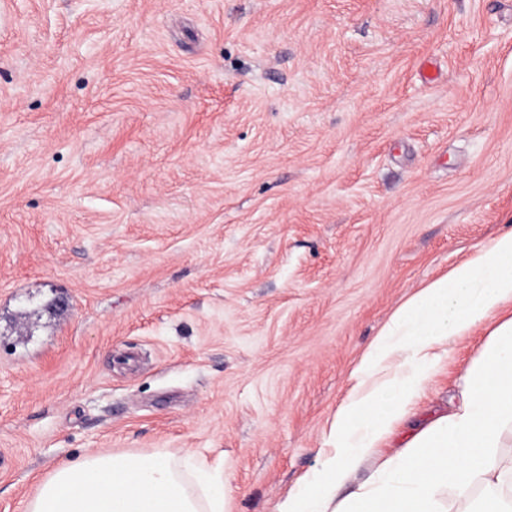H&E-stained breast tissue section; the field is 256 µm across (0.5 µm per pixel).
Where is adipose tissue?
<instances>
[{"mask_svg":"<svg viewBox=\"0 0 512 512\" xmlns=\"http://www.w3.org/2000/svg\"><path fill=\"white\" fill-rule=\"evenodd\" d=\"M512 230L477 246L406 300L366 350L319 468L274 512H512ZM491 326L461 405L414 433L357 487L349 482L409 413L454 339ZM26 512H224L168 457L90 449L58 464Z\"/></svg>","mask_w":512,"mask_h":512,"instance_id":"obj_1","label":"adipose tissue"}]
</instances>
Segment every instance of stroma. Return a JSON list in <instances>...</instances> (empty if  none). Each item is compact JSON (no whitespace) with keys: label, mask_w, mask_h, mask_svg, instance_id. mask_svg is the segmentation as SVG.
I'll return each instance as SVG.
<instances>
[{"label":"stroma","mask_w":512,"mask_h":512,"mask_svg":"<svg viewBox=\"0 0 512 512\" xmlns=\"http://www.w3.org/2000/svg\"><path fill=\"white\" fill-rule=\"evenodd\" d=\"M511 229L512 0H0V512L88 448L273 512L395 310Z\"/></svg>","instance_id":"obj_1"}]
</instances>
